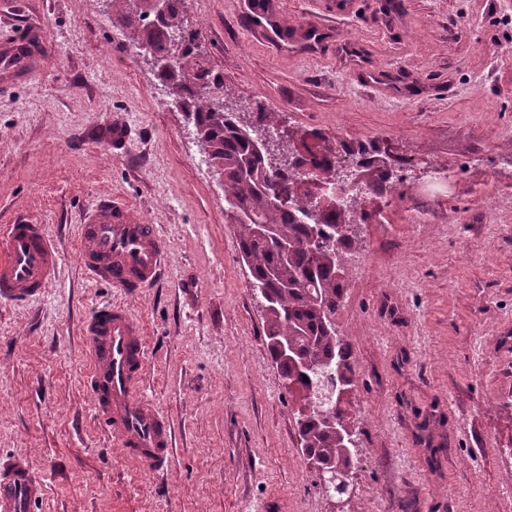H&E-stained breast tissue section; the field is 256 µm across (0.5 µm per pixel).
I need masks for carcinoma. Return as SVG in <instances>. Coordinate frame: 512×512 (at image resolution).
I'll use <instances>...</instances> for the list:
<instances>
[{
  "label": "carcinoma",
  "instance_id": "carcinoma-1",
  "mask_svg": "<svg viewBox=\"0 0 512 512\" xmlns=\"http://www.w3.org/2000/svg\"><path fill=\"white\" fill-rule=\"evenodd\" d=\"M125 3L119 23L137 53H148L161 62L157 75L166 82L172 101L181 105L192 123L207 162L224 178V199L239 226L241 259L250 274V285L265 304V339L268 351L288 394L308 412L297 411L298 442L305 459L339 467L354 466L346 442L336 429L324 424L321 412L332 411L339 425L352 426L347 407L336 400H321L320 389L336 385V353L340 336L331 318L344 299L347 252L354 244L352 228L340 235L336 227L350 224L352 213L324 207L310 214V192L299 186L304 178L288 185L283 175L302 162L275 168L265 149L249 137L235 115L224 112V81L211 72L198 49L200 31L185 19V0H167L166 18L156 22L145 0H108ZM175 59L165 60L170 55ZM267 224L288 242L283 255L274 242L255 233ZM287 343L298 357L286 359L277 344Z\"/></svg>",
  "mask_w": 512,
  "mask_h": 512
}]
</instances>
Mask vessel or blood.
Wrapping results in <instances>:
<instances>
[{
	"mask_svg": "<svg viewBox=\"0 0 512 512\" xmlns=\"http://www.w3.org/2000/svg\"><path fill=\"white\" fill-rule=\"evenodd\" d=\"M79 260L88 281L129 293L163 276L167 252L157 225L123 197L99 199L79 227ZM59 251L43 225L23 221L0 227V301L29 304L54 283ZM82 330L88 341L85 386L95 417L122 454L151 471L167 467L174 434L169 419L142 385L148 349L141 324L123 303L98 305ZM45 493V483L28 459L0 460V512H28Z\"/></svg>",
	"mask_w": 512,
	"mask_h": 512,
	"instance_id": "1",
	"label": "vessel or blood"
}]
</instances>
